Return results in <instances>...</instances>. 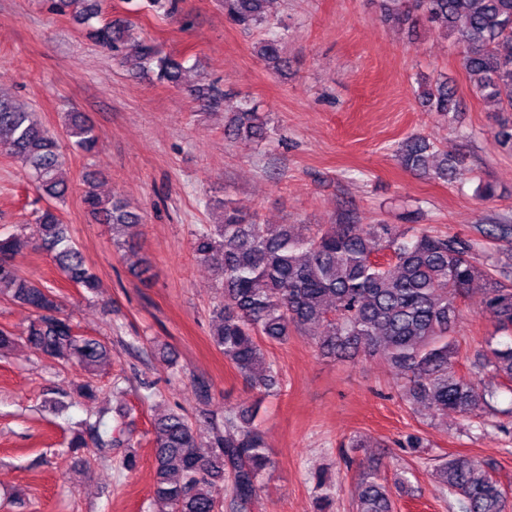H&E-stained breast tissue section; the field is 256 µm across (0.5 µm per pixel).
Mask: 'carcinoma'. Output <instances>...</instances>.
Returning <instances> with one entry per match:
<instances>
[{"label": "carcinoma", "instance_id": "1", "mask_svg": "<svg viewBox=\"0 0 512 512\" xmlns=\"http://www.w3.org/2000/svg\"><path fill=\"white\" fill-rule=\"evenodd\" d=\"M83 3L76 15L100 47L112 53L128 73L154 66L157 79L185 88L200 105H218V89L205 82L190 84L187 68L173 56L137 35L129 19L104 16L102 0H50L52 11L65 14ZM385 21L416 29L421 23L453 36L473 92L491 112H512V0H378ZM270 0H224V15L244 29L266 27ZM179 0H141L136 9L162 15L178 10ZM287 34L268 30L255 46L256 56L276 72L288 69L283 44ZM420 104L445 115L461 109L445 80L424 84ZM72 148L91 154L98 145L95 126L79 113L65 121ZM224 132L236 139L267 138V121L244 104L224 121ZM0 151L21 164L47 205L35 218L36 245L50 254L68 281L95 292L97 276L76 246L57 204L65 201L66 163L56 135L35 113L0 94ZM401 166L443 181L453 178L462 158L439 149L419 135L397 148ZM82 202L124 236L119 248L135 251L142 215L121 195L103 198L87 183ZM215 224H197L192 249L198 261L216 272L219 298L211 310L210 338L251 388L268 393L276 372L267 346L290 336L320 329L317 345L325 354L364 353L381 356L403 380L401 395L414 408L464 419L479 416L493 393L479 380L456 369L460 344L456 329L460 302L471 286L483 282L481 312L494 326L476 366L512 383V276L481 260V239L435 232L403 224H260L232 203ZM482 239L512 240L511 224L479 229ZM18 235L0 237V296L33 313L24 340L38 353L61 364H77L85 379L76 393L93 399L94 377L112 356V347L79 333L61 311L53 287L34 281L13 264ZM257 409L228 410L194 422L178 410L154 422L156 483L160 512H222L224 483L242 507L262 489L272 458L263 432L255 424ZM106 411L68 442L76 454L94 445L99 454L131 447L122 425L110 426ZM442 486L457 495L463 512H506L507 497L489 464L452 457L436 468ZM357 512H393L389 489L380 482L377 464L365 467Z\"/></svg>", "mask_w": 512, "mask_h": 512}]
</instances>
